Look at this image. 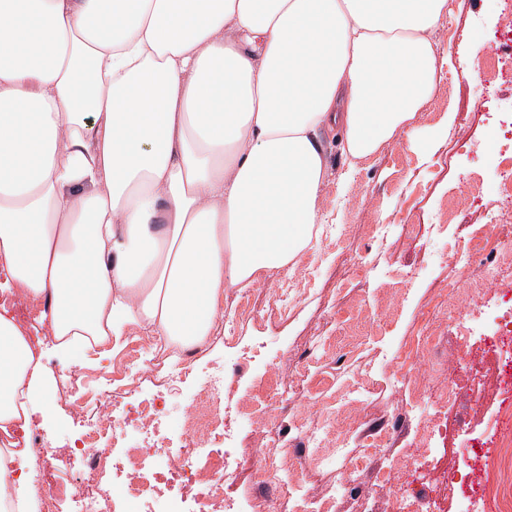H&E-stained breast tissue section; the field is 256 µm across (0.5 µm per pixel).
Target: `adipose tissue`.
<instances>
[{"instance_id": "obj_1", "label": "adipose tissue", "mask_w": 512, "mask_h": 512, "mask_svg": "<svg viewBox=\"0 0 512 512\" xmlns=\"http://www.w3.org/2000/svg\"><path fill=\"white\" fill-rule=\"evenodd\" d=\"M0 0V293L56 347H201L315 237L325 143L364 159L432 96L449 0ZM48 396L0 307V425ZM0 448V502H28Z\"/></svg>"}]
</instances>
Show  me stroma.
Returning <instances> with one entry per match:
<instances>
[{"label": "stroma", "instance_id": "stroma-1", "mask_svg": "<svg viewBox=\"0 0 512 512\" xmlns=\"http://www.w3.org/2000/svg\"><path fill=\"white\" fill-rule=\"evenodd\" d=\"M450 9L433 33L449 58L410 131L356 162L326 142L318 242L291 273L247 289L255 311L198 350L216 360L263 345L274 350L257 361L253 379L225 387L247 409L228 423L243 458L235 496L246 512H298L300 502L308 512H361L359 500L336 488L370 484L361 462L372 453L395 470L390 481L370 485L378 512H455V491L437 486L433 474L455 465L469 438L491 431L498 401L465 412L444 396L449 368L483 344L484 325L468 299L498 315L512 307V277L484 276L511 263L512 253L466 263L451 250L497 222V187L512 179L500 161L512 148V70L486 65L492 57L512 63V0H450ZM478 26L486 38H472ZM419 338L427 348L400 369L397 354ZM131 342L127 336L74 357L45 340L50 395L33 428L50 440L48 458L69 452L80 435L71 375L91 380L96 395L85 418L95 420L112 408V362ZM390 415L403 418L401 433L376 450L363 447L358 429ZM304 435L312 439L304 456L268 470V449ZM263 471L286 493L260 489ZM57 474L113 502L116 512H142L121 482L87 481L78 459Z\"/></svg>", "mask_w": 512, "mask_h": 512}]
</instances>
